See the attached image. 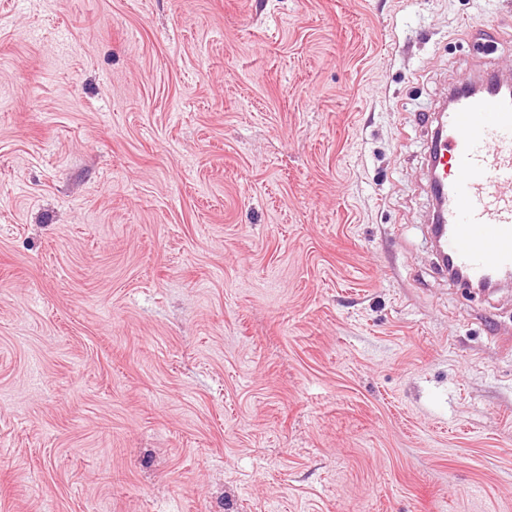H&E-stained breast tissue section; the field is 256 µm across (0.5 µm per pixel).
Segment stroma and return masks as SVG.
Here are the masks:
<instances>
[{
	"instance_id": "obj_1",
	"label": "stroma",
	"mask_w": 512,
	"mask_h": 512,
	"mask_svg": "<svg viewBox=\"0 0 512 512\" xmlns=\"http://www.w3.org/2000/svg\"><path fill=\"white\" fill-rule=\"evenodd\" d=\"M507 68L512 0H0V512H512L422 121Z\"/></svg>"
}]
</instances>
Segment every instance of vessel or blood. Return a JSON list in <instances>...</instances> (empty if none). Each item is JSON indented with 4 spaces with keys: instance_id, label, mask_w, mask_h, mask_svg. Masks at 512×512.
Returning <instances> with one entry per match:
<instances>
[{
    "instance_id": "vessel-or-blood-1",
    "label": "vessel or blood",
    "mask_w": 512,
    "mask_h": 512,
    "mask_svg": "<svg viewBox=\"0 0 512 512\" xmlns=\"http://www.w3.org/2000/svg\"><path fill=\"white\" fill-rule=\"evenodd\" d=\"M468 93L461 79L437 114L429 187L439 247L463 280L512 281V93Z\"/></svg>"
}]
</instances>
